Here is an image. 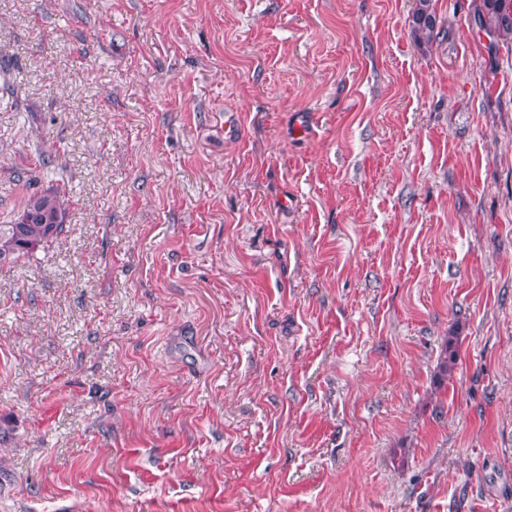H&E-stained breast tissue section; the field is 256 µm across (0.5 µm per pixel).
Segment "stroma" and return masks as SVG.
Instances as JSON below:
<instances>
[{
	"instance_id": "stroma-1",
	"label": "stroma",
	"mask_w": 512,
	"mask_h": 512,
	"mask_svg": "<svg viewBox=\"0 0 512 512\" xmlns=\"http://www.w3.org/2000/svg\"><path fill=\"white\" fill-rule=\"evenodd\" d=\"M479 3L0 0V224L68 191L0 269V512H512ZM419 5L413 14V35L424 43L430 42L436 27V18L430 8L429 0H419ZM64 189L30 194L14 224H0V268L51 246L66 229Z\"/></svg>"
}]
</instances>
